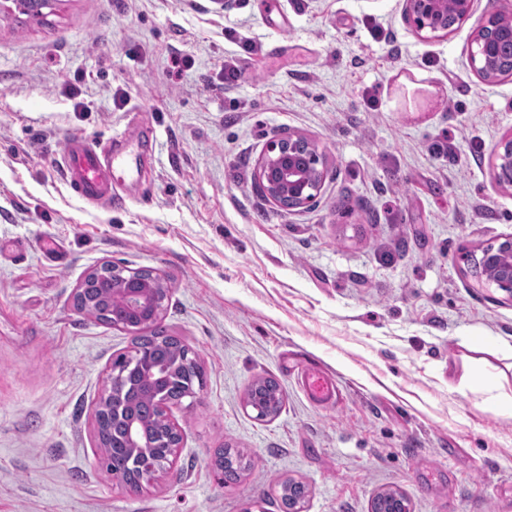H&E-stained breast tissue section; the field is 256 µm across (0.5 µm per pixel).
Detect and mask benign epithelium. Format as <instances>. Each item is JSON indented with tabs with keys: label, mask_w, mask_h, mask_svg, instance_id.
Instances as JSON below:
<instances>
[{
	"label": "benign epithelium",
	"mask_w": 512,
	"mask_h": 512,
	"mask_svg": "<svg viewBox=\"0 0 512 512\" xmlns=\"http://www.w3.org/2000/svg\"><path fill=\"white\" fill-rule=\"evenodd\" d=\"M406 18L417 34L428 32L449 33L462 28L472 18V0H406ZM472 70L485 83H496L512 77V24L500 20L494 12L479 21L468 47ZM492 169L500 185L512 186V137L495 145ZM327 178V169L316 144L307 137L287 131L274 133L266 142L258 158L255 180L266 197L278 208L303 209L311 206L321 193ZM485 282L512 297V237L498 245L482 250L477 260ZM143 270L129 272L125 282L112 284L109 293L127 309L151 312V320L161 317L169 289L158 291L140 282ZM146 346L135 345L126 359L149 370L159 378L174 369L166 360L145 356ZM109 387L95 409L96 430H101L109 417V397H123L129 390L127 383L115 372L108 374ZM126 438L130 446L152 447L159 452L138 470L130 473L122 486L131 493L154 483L160 473L171 467L182 448V435L178 423L169 419L168 432L151 442L141 433L137 421H127Z\"/></svg>",
	"instance_id": "benign-epithelium-1"
}]
</instances>
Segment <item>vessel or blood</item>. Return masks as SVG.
I'll list each match as a JSON object with an SVG mask.
<instances>
[{
	"label": "vessel or blood",
	"instance_id": "obj_1",
	"mask_svg": "<svg viewBox=\"0 0 512 512\" xmlns=\"http://www.w3.org/2000/svg\"><path fill=\"white\" fill-rule=\"evenodd\" d=\"M140 138L141 134L137 131L116 134L114 149L105 151L82 137H70L62 157L66 184L89 204L121 205L122 200L115 195L114 188L133 176L137 164L126 147ZM302 383L317 404L330 406L338 397L337 381L321 370H305Z\"/></svg>",
	"mask_w": 512,
	"mask_h": 512
}]
</instances>
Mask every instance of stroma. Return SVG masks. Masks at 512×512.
Listing matches in <instances>:
<instances>
[{
  "label": "stroma",
  "mask_w": 512,
  "mask_h": 512,
  "mask_svg": "<svg viewBox=\"0 0 512 512\" xmlns=\"http://www.w3.org/2000/svg\"><path fill=\"white\" fill-rule=\"evenodd\" d=\"M503 0L421 38L405 0H56L0 11V512H512V297L469 254L512 236L491 151L512 136V79L484 84L467 46ZM238 69L224 80L225 64ZM120 207L62 175L67 140L134 128ZM315 142L330 176L285 211L257 188L274 131ZM155 271L161 325L204 384L173 407L176 463L133 494L100 464L94 411L131 333L76 311L103 263ZM342 400L311 403L301 375ZM279 381L277 416L246 390ZM252 461L220 484L217 449ZM302 383L307 394L319 405L330 406L334 404L339 393L338 382L327 373L309 368L302 374Z\"/></svg>",
  "instance_id": "1"
}]
</instances>
